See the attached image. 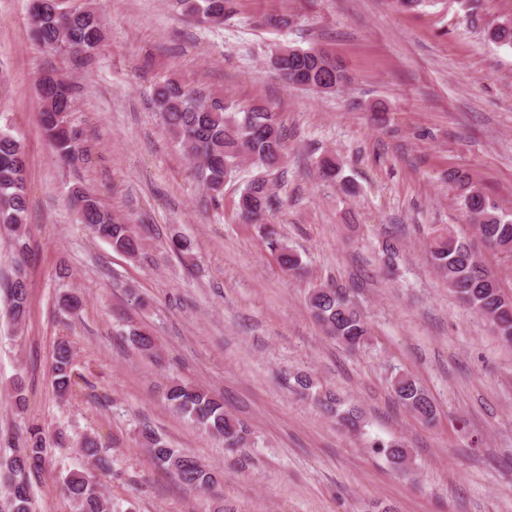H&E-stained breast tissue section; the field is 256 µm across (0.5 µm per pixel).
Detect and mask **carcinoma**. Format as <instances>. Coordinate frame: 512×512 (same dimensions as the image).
<instances>
[{"instance_id": "obj_1", "label": "carcinoma", "mask_w": 512, "mask_h": 512, "mask_svg": "<svg viewBox=\"0 0 512 512\" xmlns=\"http://www.w3.org/2000/svg\"><path fill=\"white\" fill-rule=\"evenodd\" d=\"M227 0H178L180 6L195 19L209 26L224 23ZM483 0H465V22L483 31L486 40L499 46L512 47V19L487 26L483 22ZM31 31L40 46L51 51L79 54L88 59L105 39L99 12L89 5L58 4L54 0H31ZM288 84L320 79L337 90L351 81L350 75L327 51L321 48L290 49L287 66L279 69ZM41 102L40 125L57 157L74 164L83 156L78 135L69 120L74 103L73 87L54 73L41 75L38 84ZM153 103L163 124L182 146L187 156L197 161L196 175L206 188L210 205L222 206L224 183L237 172L241 162L249 160L262 167L273 168L283 162L284 134L279 114L258 102L237 107L221 97L206 95L194 87L167 80L156 85ZM318 174L326 181H338L348 194L355 185L340 178L342 165L332 155L317 162ZM27 158L19 138L10 126L0 127V226L6 228L14 244L13 276L8 283L7 316L19 326L29 313L28 263L26 242L28 204L26 197ZM448 185L465 216L473 222L475 238L458 232L452 226L429 232L425 245L435 270L448 282V288L473 313L486 318L500 339L512 345V297L484 264L476 243L486 249L512 256V214L507 213L484 193L482 188L464 175L448 173ZM70 201L77 222L95 237L108 243L112 250L134 258L139 253V239L127 224L112 218L97 198L81 186L72 188ZM278 204L266 180L252 179L241 190L236 207L246 224L262 222ZM264 238L275 253L280 269L291 276L307 273L301 256L280 240L276 227H270ZM308 305L325 332L338 344L355 349L364 344L369 327L352 304L348 292L329 285L314 286L307 297ZM133 344L144 353L155 350L149 334L134 330ZM54 376L57 391L71 395L80 385L82 374L75 369L73 349L62 339L55 350ZM295 389L312 397L318 408L336 418V422L353 432L365 426L355 407H346L330 392H316L305 374L294 378ZM395 397L426 421L434 417V404L418 382L407 374L392 381ZM172 409L202 426L211 435L235 448L244 440V429L224 412V403L216 396L185 383L172 384L166 393ZM139 444L147 448L159 466L173 471L185 486L209 491L216 485L213 472L197 459L183 455L161 437L145 428ZM45 438L42 428L31 426L24 438V450L0 455V491L7 512H32V480L44 466ZM370 449L382 454L393 465H406L410 450L400 438L371 441ZM84 457L106 468L101 444L94 437L81 443ZM64 490L73 512H112L99 484L89 475L74 471L63 480Z\"/></svg>"}]
</instances>
